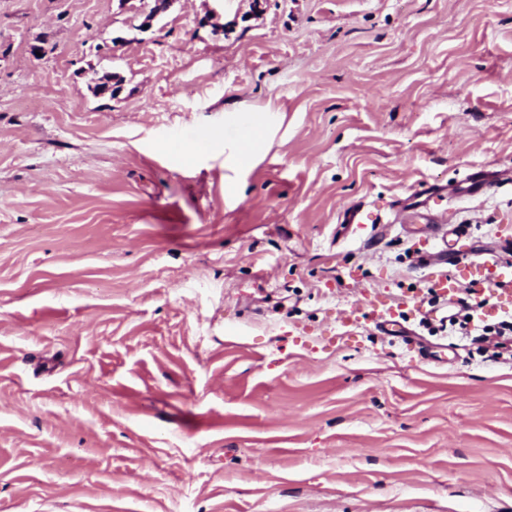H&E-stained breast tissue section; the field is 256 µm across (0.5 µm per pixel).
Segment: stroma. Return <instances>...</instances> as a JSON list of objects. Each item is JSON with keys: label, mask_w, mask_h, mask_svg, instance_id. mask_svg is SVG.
<instances>
[{"label": "stroma", "mask_w": 512, "mask_h": 512, "mask_svg": "<svg viewBox=\"0 0 512 512\" xmlns=\"http://www.w3.org/2000/svg\"><path fill=\"white\" fill-rule=\"evenodd\" d=\"M139 8L0 0V512H512V360L340 324L429 297L413 194L512 169V0ZM451 206L462 265L512 225ZM267 128L262 125L253 126L244 130L240 141V150L233 161L234 164L245 163L257 158L256 148L265 140ZM340 223L354 225L355 231L360 232L366 228V224H378L376 228L379 227V224L382 223V216L365 203L358 202L349 204L344 209Z\"/></svg>", "instance_id": "35a3bbf8"}]
</instances>
